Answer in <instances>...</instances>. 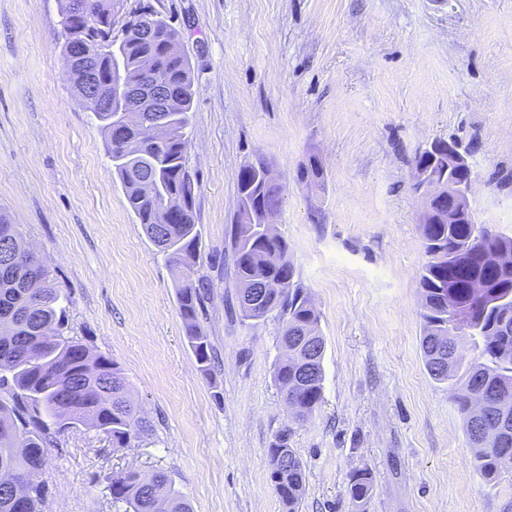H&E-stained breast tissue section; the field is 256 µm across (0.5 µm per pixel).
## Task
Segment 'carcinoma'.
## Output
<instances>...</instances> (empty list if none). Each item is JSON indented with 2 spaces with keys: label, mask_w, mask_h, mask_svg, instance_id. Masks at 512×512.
Returning <instances> with one entry per match:
<instances>
[{
  "label": "carcinoma",
  "mask_w": 512,
  "mask_h": 512,
  "mask_svg": "<svg viewBox=\"0 0 512 512\" xmlns=\"http://www.w3.org/2000/svg\"><path fill=\"white\" fill-rule=\"evenodd\" d=\"M115 0H60L63 59L75 93L85 99V67L72 61L68 48L81 44L95 51L90 63L99 91L112 97L119 83L143 91L153 84L167 93L166 106L144 120L124 124L114 112L95 117L120 178L129 209L146 236L170 263L181 269L176 298L185 338L200 373L212 379V345L200 328L203 284L193 279L200 257V233L194 219L195 182L187 166L186 128L194 100L190 63L179 45L180 31L148 4L125 21L120 56L112 55ZM439 165L425 150L415 156L428 177H443L448 153ZM268 164L258 158L237 178V214L230 231L240 314L245 321L278 322L280 343L288 346L273 379L299 420L318 409L323 398L325 340L320 316L304 288L294 281L288 242L268 223L283 205L282 188L265 178ZM161 190L149 195L143 182ZM460 222L443 218L447 207L433 199L421 214L420 234L427 261L419 280L424 366L429 376L448 385V394L464 420L474 465L486 477L512 475V236L492 234L469 223L467 206ZM495 250L505 261L490 271L484 253ZM491 284L479 288V281ZM64 296L39 256L25 245L17 225L0 217V512H42L40 474L58 436L86 424L121 451L152 431L132 399L122 369L82 340L65 335ZM471 344L477 355L464 360L456 348ZM269 479L285 512H299L306 470L288 436L268 449ZM367 467L349 475L352 512H365L373 491ZM106 491L126 502L131 512H192L187 498L164 472L146 477L126 471L107 478Z\"/></svg>",
  "instance_id": "1"
}]
</instances>
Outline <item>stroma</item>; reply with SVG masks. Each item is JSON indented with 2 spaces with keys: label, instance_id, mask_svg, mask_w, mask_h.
Instances as JSON below:
<instances>
[{
  "label": "stroma",
  "instance_id": "1",
  "mask_svg": "<svg viewBox=\"0 0 512 512\" xmlns=\"http://www.w3.org/2000/svg\"><path fill=\"white\" fill-rule=\"evenodd\" d=\"M181 33L194 77L198 370L178 273L127 206L103 135L63 63L58 0H0V214L67 297L69 335L109 356L152 424L130 448L77 424L51 447L45 512H126L108 475L165 472L193 512H283L268 450L306 468L300 512H512V478L473 465L463 418L421 350L426 261L413 159L437 139L470 152L479 223L512 235V0H125ZM283 185L273 223L321 317L323 402L296 422L273 381V321H242L228 230L240 168ZM318 161L323 178L300 173ZM373 473L369 468L354 469L349 475L347 492L352 512H364L373 491Z\"/></svg>",
  "mask_w": 512,
  "mask_h": 512
}]
</instances>
